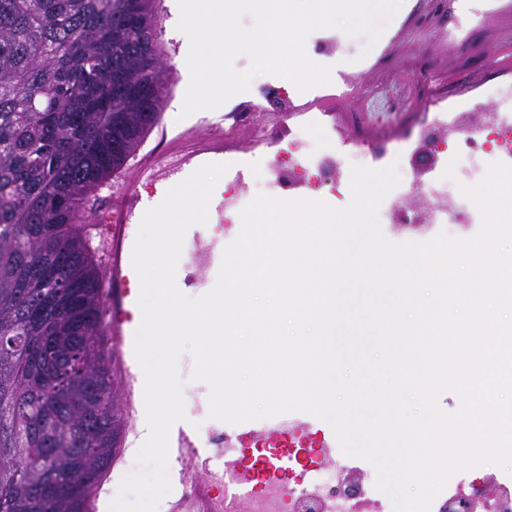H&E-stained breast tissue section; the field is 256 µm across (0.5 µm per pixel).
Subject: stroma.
Segmentation results:
<instances>
[{"label":"stroma","instance_id":"stroma-1","mask_svg":"<svg viewBox=\"0 0 512 512\" xmlns=\"http://www.w3.org/2000/svg\"><path fill=\"white\" fill-rule=\"evenodd\" d=\"M499 15L490 23L476 27L469 40L452 45H442L435 32L422 33L416 30L405 32L392 53L373 70H362L356 58L365 45L364 39L344 37L336 46V57L340 66L354 73L352 87L344 98L336 102V121L345 134L358 135L370 147L384 150L387 158L398 161L401 183L396 195H404L414 176L424 174L431 160L427 154H410L408 144L417 137L422 121L431 120L436 102L444 98H457L474 89L476 82H489L501 73H512V41L502 38L505 30H512V0H499ZM158 35L164 48L165 60L171 65L170 79L177 86L165 108L162 124L171 130L195 127L198 137H205L206 130L201 120H215L217 111L201 110L187 118H180L184 95L188 84L184 81L179 64L189 40L177 36L169 23L167 0H157ZM405 85L411 91V102L398 106L396 101L382 99L367 102L366 91L378 85L394 87ZM158 131H151L138 152L126 167L114 174L108 184L99 187L97 199H104L110 192L127 191L139 197L140 211L159 205L165 197L164 185L150 186L146 177L138 173L139 165L146 159L158 139ZM223 188L215 186L208 208V222L192 226L184 239L185 248H195L197 243L213 244L211 259L206 263H193L189 258H180L177 280L179 290L187 296L198 297L215 285L222 255L230 236L216 232L218 211L223 206ZM448 208L452 211L466 210L469 221L465 224H383L382 230L393 241H425L439 232L468 239L475 236L482 224L481 215L475 205L464 195L449 193ZM112 381L115 395V422L113 430L112 472L128 474L136 467L137 436L140 420L144 414L142 371L134 356L120 358V342H113ZM193 359L182 355L179 361V376L183 382V396L187 416L186 426L198 437L200 457L206 458L207 469L220 468L205 437L213 429L233 436L247 432L255 438L268 437L271 432L288 427H301L319 440H333L334 433L323 420L305 413L288 412L278 419H261L237 425L212 420L208 417L209 387L206 383L192 380Z\"/></svg>","mask_w":512,"mask_h":512}]
</instances>
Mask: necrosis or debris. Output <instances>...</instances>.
<instances>
[{
	"label": "necrosis or debris",
	"mask_w": 512,
	"mask_h": 512,
	"mask_svg": "<svg viewBox=\"0 0 512 512\" xmlns=\"http://www.w3.org/2000/svg\"><path fill=\"white\" fill-rule=\"evenodd\" d=\"M339 33L327 32L314 38L306 53L315 63L330 67L329 84L316 86L308 93L285 90L283 85L266 83L243 96L223 115L209 125V138L197 143L188 139L186 132L175 135L182 142L179 153L162 146L157 157L171 161L175 171L206 164L225 163L229 169L224 175V221L237 223L244 208L243 191L248 177V157L252 152L264 151L269 156L263 173L266 185L282 200L314 199L328 194L344 198L350 191V181L344 175L347 159L358 156L374 158L372 150L361 143L345 141L336 129L333 103L340 87L351 86L354 74L344 69L331 68L332 48L339 41ZM497 99L491 106L472 97L454 102L439 103L430 125L421 127L418 139L431 152H438L445 140H452L454 153L476 160L485 151H493L496 161L512 164V85H497ZM483 113L482 122L449 125L450 114ZM317 128L329 143L328 151L312 152L301 132ZM432 204L427 216L396 199L387 210L393 224H444L448 221V182H433ZM215 455L222 467L209 473V484L223 487L224 512H236L239 490H248L250 512H387L384 503L369 492L349 496L337 489L335 464L343 462L341 449L326 453L315 447L308 437L297 432L287 433L281 441L260 443L256 462L260 471L244 466L241 450L231 436L212 434ZM288 453L294 468L272 472L264 470V463L281 453ZM493 482L505 493V502L490 501L479 506L477 512H512V474L472 470L448 483L449 496H457L473 480Z\"/></svg>",
	"instance_id": "necrosis-or-debris-1"
}]
</instances>
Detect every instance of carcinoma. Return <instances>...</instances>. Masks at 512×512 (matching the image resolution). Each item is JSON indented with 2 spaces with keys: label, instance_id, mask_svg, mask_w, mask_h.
<instances>
[{
  "label": "carcinoma",
  "instance_id": "1",
  "mask_svg": "<svg viewBox=\"0 0 512 512\" xmlns=\"http://www.w3.org/2000/svg\"><path fill=\"white\" fill-rule=\"evenodd\" d=\"M140 0H0V512H88L114 397L92 194L157 126Z\"/></svg>",
  "mask_w": 512,
  "mask_h": 512
}]
</instances>
